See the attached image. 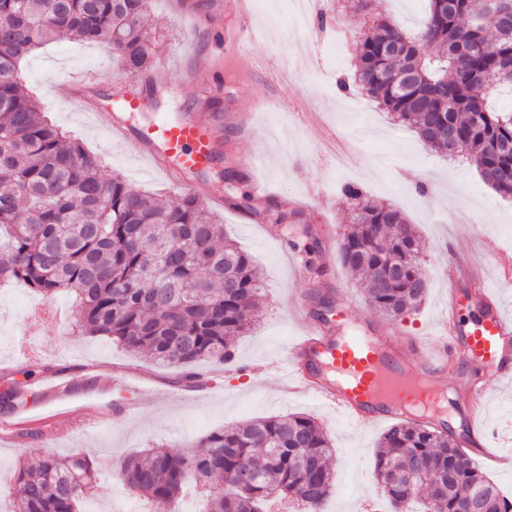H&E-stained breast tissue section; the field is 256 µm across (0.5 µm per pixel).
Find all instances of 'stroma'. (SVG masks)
I'll return each mask as SVG.
<instances>
[{"label": "stroma", "instance_id": "1", "mask_svg": "<svg viewBox=\"0 0 512 512\" xmlns=\"http://www.w3.org/2000/svg\"><path fill=\"white\" fill-rule=\"evenodd\" d=\"M354 2L325 0L327 25L303 33L292 20L290 0H251L245 20L234 0H151L148 23L161 44L151 69L159 96L154 111L126 109L137 80L122 71L108 46L54 42L22 63L46 118L100 156L104 175L122 173L164 198L179 192L165 174L146 168L67 108L73 89L64 73L92 76L84 94L121 114L135 132L153 116L189 109L213 122L222 159L197 176L196 195L252 256L263 295L255 324L237 342L235 362L198 365L200 390L188 387L179 369L73 334L71 322L45 324L36 338L44 393L24 408L0 413L1 490L18 459L34 462L80 448L100 465L93 497L102 512L118 504L126 512H148L149 503L126 493L120 481L126 456L159 446L186 451L230 424L305 413L335 448L327 512H362L364 501L378 498L374 455L381 428L359 427L313 398L280 389L276 374L289 340L321 311L309 280L297 276L288 257V229L311 230L323 267L321 291L348 323L369 318L378 328L423 336L437 329L448 303L442 271L454 253L489 268L490 288L512 311V282L493 269L499 252L512 251V199L486 186L474 165L424 146L413 128L393 124L352 86L355 32L364 23ZM343 79L349 88H340ZM228 168L241 175L243 189H251L253 179L264 182L268 192L256 197V206L291 212L292 224L262 221L240 208L236 193L224 188ZM412 172L427 182L426 194L416 193ZM347 184L372 202L400 207L421 236L429 290L419 311L396 319L374 311L342 267L339 244L354 209L342 193ZM42 302L24 285L0 286V383L22 379L14 349L28 309ZM293 308L303 311V321L290 318Z\"/></svg>", "mask_w": 512, "mask_h": 512}]
</instances>
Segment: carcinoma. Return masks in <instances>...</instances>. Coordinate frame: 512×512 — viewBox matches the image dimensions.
I'll return each mask as SVG.
<instances>
[{
    "label": "carcinoma",
    "instance_id": "carcinoma-1",
    "mask_svg": "<svg viewBox=\"0 0 512 512\" xmlns=\"http://www.w3.org/2000/svg\"><path fill=\"white\" fill-rule=\"evenodd\" d=\"M150 0H0V283L22 282L47 299L75 295L76 327L161 366L192 369L228 362L254 321L262 283L251 257L224 235L196 195L163 200L106 178L97 157L41 114L21 63L46 42L77 39L112 47L122 70L147 73L158 41L144 25ZM498 0H429L426 18L407 29L378 18L358 37L355 82L428 147L446 123L462 144L455 159L512 197V113L493 112L486 92L512 86V33L495 17ZM355 203L341 264L358 277L372 309L391 318L423 302V244L397 207L374 204L348 184ZM29 385L0 392V410L23 407ZM201 453L159 447L126 457L121 478L134 494L168 512L188 480L203 512H323L333 487L335 451L305 414L248 420L200 440ZM374 471L391 512H411L425 491L444 496L436 512H457L466 489L479 512H512L506 498L463 450L462 438L430 425L390 426ZM95 462L82 453L49 454L14 473L12 512H78L92 495ZM250 482L240 484L243 474Z\"/></svg>",
    "mask_w": 512,
    "mask_h": 512
}]
</instances>
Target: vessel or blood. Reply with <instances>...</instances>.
Wrapping results in <instances>:
<instances>
[{"label": "vessel or blood", "instance_id": "vessel-or-blood-1", "mask_svg": "<svg viewBox=\"0 0 512 512\" xmlns=\"http://www.w3.org/2000/svg\"><path fill=\"white\" fill-rule=\"evenodd\" d=\"M110 138L167 170L176 159L177 185L195 189L190 176L216 162L214 128L193 114L154 125L151 134H132L125 123L96 112ZM479 317L469 323L459 319L460 299L449 293L442 328L424 338L394 331L380 333L370 322L348 326L317 322L295 337L278 373L288 391L317 396L345 419L358 425L403 422L444 427L447 410L437 392L413 386L408 372L433 380L456 363H477L502 383L512 382V317L507 316L484 283L483 272L473 273ZM467 398L464 428L466 451L481 455L489 465L507 464L498 443L486 428V383L463 378Z\"/></svg>", "mask_w": 512, "mask_h": 512}]
</instances>
